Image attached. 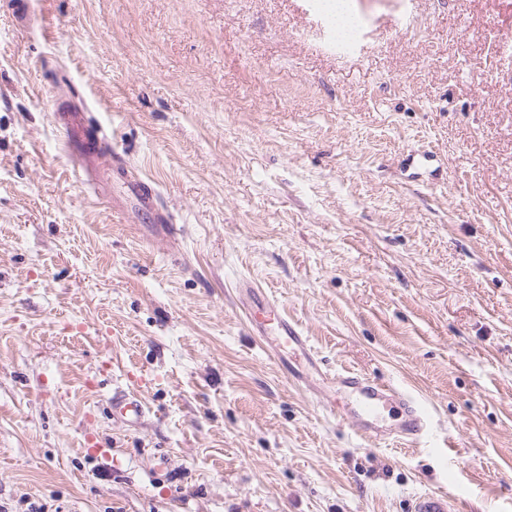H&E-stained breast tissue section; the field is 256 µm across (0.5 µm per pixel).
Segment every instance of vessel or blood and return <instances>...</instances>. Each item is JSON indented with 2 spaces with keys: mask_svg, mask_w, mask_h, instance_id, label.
I'll use <instances>...</instances> for the list:
<instances>
[{
  "mask_svg": "<svg viewBox=\"0 0 512 512\" xmlns=\"http://www.w3.org/2000/svg\"><path fill=\"white\" fill-rule=\"evenodd\" d=\"M65 131L66 149H77L84 162H92L101 142L84 137L81 115L68 116ZM239 293L253 312H267V319H253V331L270 356L280 362L289 382L317 394L320 407L348 421L371 440L412 443L426 432V412L416 400L359 373L324 370L300 325L288 317L274 297L246 280L240 281ZM109 403L113 416L130 425L145 413L139 398L121 391L114 393ZM412 512H460V506L445 492H428L414 498Z\"/></svg>",
  "mask_w": 512,
  "mask_h": 512,
  "instance_id": "b4317fda",
  "label": "vessel or blood"
}]
</instances>
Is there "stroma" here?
I'll use <instances>...</instances> for the list:
<instances>
[{"label": "stroma", "mask_w": 512, "mask_h": 512, "mask_svg": "<svg viewBox=\"0 0 512 512\" xmlns=\"http://www.w3.org/2000/svg\"><path fill=\"white\" fill-rule=\"evenodd\" d=\"M312 2L0 0V512H512V0H347L349 47ZM60 100L109 133L98 187ZM243 276L425 436L288 382ZM112 414L129 425L136 424L145 414L142 401L122 391L115 392L109 400ZM412 512H459L463 508L446 492H428L417 495L412 503Z\"/></svg>", "instance_id": "1"}]
</instances>
